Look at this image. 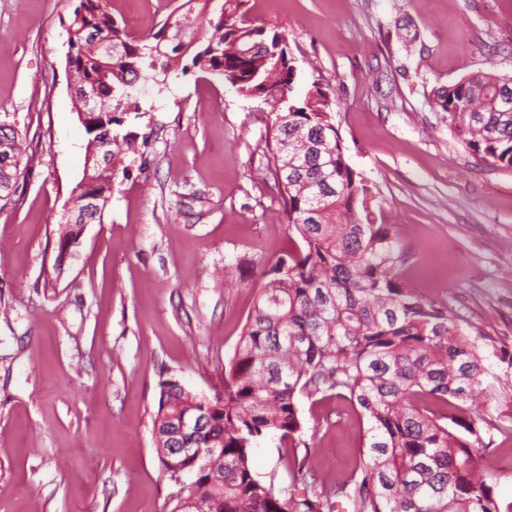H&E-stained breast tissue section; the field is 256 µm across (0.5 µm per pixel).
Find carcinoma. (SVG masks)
Masks as SVG:
<instances>
[{
	"instance_id": "cac0c4a2",
	"label": "carcinoma",
	"mask_w": 512,
	"mask_h": 512,
	"mask_svg": "<svg viewBox=\"0 0 512 512\" xmlns=\"http://www.w3.org/2000/svg\"><path fill=\"white\" fill-rule=\"evenodd\" d=\"M246 3L224 0L219 15H203L202 35L186 42L176 22L162 25L154 44L142 43L115 21L108 0H80L67 29L74 57L66 64L83 75L78 91L113 103L114 124L123 114L141 117L128 87L147 69H195L271 105L268 168L288 237L302 244L264 272L268 281L224 365V393L210 399L172 377L159 382L154 430L206 414L190 443L200 455L177 459L156 443L163 474L202 512H512V501L496 492L499 475L476 473V450L493 444L485 435L502 431L470 409L488 356L447 306L401 277L402 245L375 221L328 93L315 80L298 95L297 69L278 55L284 34L255 25ZM437 105L474 154L512 167V76L470 75L439 90ZM114 174L99 173L89 192L108 200ZM300 395L346 400L368 421L359 463L320 496L277 489L276 473L262 480L251 463V449L267 436L285 448L305 444ZM217 456L224 482L215 484L208 464Z\"/></svg>"
}]
</instances>
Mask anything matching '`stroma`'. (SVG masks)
<instances>
[{
  "mask_svg": "<svg viewBox=\"0 0 512 512\" xmlns=\"http://www.w3.org/2000/svg\"><path fill=\"white\" fill-rule=\"evenodd\" d=\"M79 0H0V122L28 165L0 207V512H171L179 487L153 436L159 382L224 390L265 266L291 249L266 169L271 108L209 75L140 79L147 135L101 220L58 248L88 135L73 108L66 28ZM145 38L195 18L186 0H109ZM287 38L301 85L321 80L348 163L407 256L403 277L448 306L512 383V168L482 162L436 103L482 72L512 76V0H249ZM64 273L47 282L56 259ZM308 447L252 451L260 477L311 494L359 459L368 426L345 400L300 398ZM478 467L512 500V434Z\"/></svg>",
  "mask_w": 512,
  "mask_h": 512,
  "instance_id": "35a3bbf8",
  "label": "stroma"
}]
</instances>
